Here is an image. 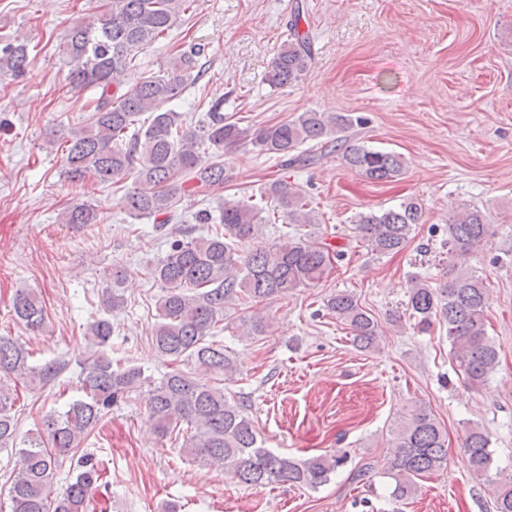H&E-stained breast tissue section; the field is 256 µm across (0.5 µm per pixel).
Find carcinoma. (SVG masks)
Instances as JSON below:
<instances>
[{
	"instance_id": "carcinoma-1",
	"label": "carcinoma",
	"mask_w": 512,
	"mask_h": 512,
	"mask_svg": "<svg viewBox=\"0 0 512 512\" xmlns=\"http://www.w3.org/2000/svg\"><path fill=\"white\" fill-rule=\"evenodd\" d=\"M197 0H111L110 8L70 26L64 35L66 80L74 87L96 92L94 107L85 123L65 142L66 179L87 178L110 182L130 175L125 208L134 220H153V230L166 238L165 255L152 276L160 285L157 322L152 343L159 356L175 368L156 379L144 368L127 361H112L110 321L100 318L89 325L94 346L81 362L85 398L69 403L59 414H49L41 430L20 440L18 420L12 414L14 393L4 379L30 381L45 388L67 368L64 360L39 366L28 363L31 352L18 340L0 336V450L16 456L9 475L10 512H88L90 492L100 481L95 454L82 448L112 406L133 394L145 399L147 419L161 438L186 433L180 451L189 459L224 469V474L246 485L288 483L317 490L331 481L344 456L319 454L296 460L265 448L255 421L239 396L224 391L216 376L229 381L239 372L232 351L217 339L232 330L240 336H265L271 327L259 305L314 286L333 270L342 253L319 237L297 233L266 246L242 251L262 235L266 208L251 199H224L217 213L198 211L199 224H212L206 234L191 228L168 229L178 222L176 208L184 197H208L224 189L231 176L221 157L247 139L266 154L282 158L281 167L305 166L314 160L311 144L320 152L341 153L346 166L374 181L399 176L401 155L375 150L360 137L366 120L350 114L303 112L292 120L272 125L242 127L224 115V97L207 103L204 117L193 123L169 104L181 99L188 80L195 79L204 48L179 49L169 72L150 75L129 86L125 71L134 52L151 45L174 28L182 15L196 8ZM300 14L288 20V39L274 55L268 81L284 86L312 61L308 33L299 31ZM30 42L16 36L0 42V76L23 77L30 64ZM147 118H142V115ZM281 214L282 223L304 227L319 223L313 201L288 182L277 178L260 194ZM423 208L409 197L399 205L360 213L354 220L357 240L367 251L386 255L402 250L413 227L421 223ZM96 210L87 204L65 212V224H93ZM492 225L475 205L464 204L448 221V254L456 259L445 281L433 288L415 277L408 291L407 309L420 333L433 322L447 325L452 361L472 386H480L498 365L499 351L487 334L485 279L464 266L472 253L487 246ZM128 271L112 266L110 285L101 304L108 311L124 308L123 284ZM247 305L251 313L230 317L234 306ZM328 312L351 329L364 348L375 345L377 320L351 292L338 291L325 303ZM13 310L31 332L39 331L46 317L42 301L33 292L16 293ZM393 459L384 475L391 479L390 497L404 500L416 493L418 480L439 470L448 460V439L434 413L417 405L397 420L391 430ZM24 444L16 448V443ZM489 432L470 425L463 440L464 459L471 475L496 485L494 512H512V474L490 479L493 462ZM77 458V474L54 494L62 462Z\"/></svg>"
}]
</instances>
